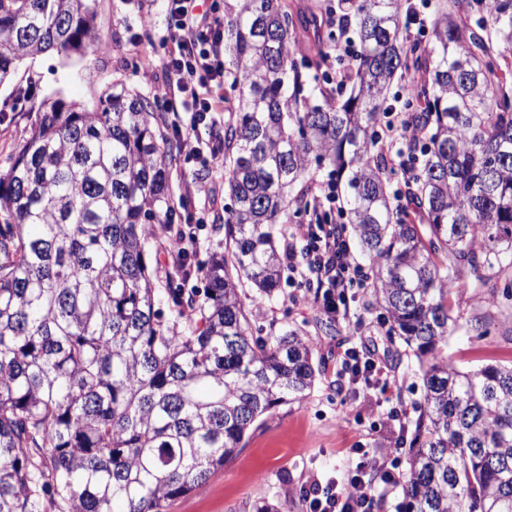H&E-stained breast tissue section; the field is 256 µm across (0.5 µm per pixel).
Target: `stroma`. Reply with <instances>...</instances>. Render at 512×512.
<instances>
[{
  "mask_svg": "<svg viewBox=\"0 0 512 512\" xmlns=\"http://www.w3.org/2000/svg\"><path fill=\"white\" fill-rule=\"evenodd\" d=\"M94 26L105 44L86 57H63L47 52L23 60L9 82L0 85V175L6 174L25 145L44 98L54 97L87 110L97 109L107 86L122 82L141 94L155 88L143 75L147 63L157 62L166 33L165 0H92ZM172 198L188 206V219L177 226L188 238L191 276L188 287L203 290V271L212 255L223 252L224 221L230 203L224 192V164L207 168L175 158L168 166ZM359 282L353 288L351 322L329 321L315 301L316 277L294 281L284 272L278 295L264 302L256 323L264 334L283 326L301 328L314 343V358L323 374L301 401L282 405L264 415L244 437L237 454L211 475L206 484L175 500L168 512H252L256 503L277 504L280 512H310L301 494L310 478L327 480L348 463V448L364 444L391 449L406 463L408 444L398 429L384 425L382 412L400 405L416 420L422 400V377L415 357L390 339L381 311L370 296V268L359 262ZM459 328L449 337L448 359L458 368L512 364V326L498 304L474 289L461 292L456 307ZM477 314L491 316L487 335H473L469 321ZM366 338L375 341L395 382L388 393L371 391L359 399L358 411L346 405L347 389L339 374L342 351Z\"/></svg>",
  "mask_w": 512,
  "mask_h": 512,
  "instance_id": "obj_1",
  "label": "stroma"
}]
</instances>
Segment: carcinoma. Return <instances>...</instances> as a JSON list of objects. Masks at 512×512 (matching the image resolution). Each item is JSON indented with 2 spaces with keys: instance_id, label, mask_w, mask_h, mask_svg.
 I'll return each instance as SVG.
<instances>
[{
  "instance_id": "obj_1",
  "label": "carcinoma",
  "mask_w": 512,
  "mask_h": 512,
  "mask_svg": "<svg viewBox=\"0 0 512 512\" xmlns=\"http://www.w3.org/2000/svg\"><path fill=\"white\" fill-rule=\"evenodd\" d=\"M337 9L360 43L340 98L310 74L281 0L227 6L230 204L201 294L173 286L191 276L187 254L164 290L145 256L176 216L166 171L182 143L156 127L163 100L115 83L94 111L41 103L0 176V512H166L257 419L307 395L310 339L255 335L239 288L273 298L275 227L326 218L308 186L325 169L388 334L421 364L405 512H512V365L461 371L440 348L460 288L512 302V0H453L424 44L404 35L403 0ZM100 42L91 0H0V83L25 59ZM409 68L424 71L405 103L422 133L404 180L417 223L392 205L375 150L385 91Z\"/></svg>"
}]
</instances>
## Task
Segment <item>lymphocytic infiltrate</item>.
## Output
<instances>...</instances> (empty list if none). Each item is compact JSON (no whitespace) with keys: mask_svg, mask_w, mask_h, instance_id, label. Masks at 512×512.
<instances>
[{"mask_svg":"<svg viewBox=\"0 0 512 512\" xmlns=\"http://www.w3.org/2000/svg\"><path fill=\"white\" fill-rule=\"evenodd\" d=\"M198 0H167L171 18L168 35L162 41L160 57L161 93L176 111L190 115L188 126H173L183 143L185 161L201 153L217 157L224 142L214 135L217 117L224 110V21L214 10L198 12ZM305 254L309 272L316 274L321 290L319 304L325 314L350 320L348 292L359 268L343 227L335 224H300L283 244V259L294 262ZM342 370L348 377L352 398L373 389L388 390L390 376L372 352L351 346L342 354ZM359 460L327 481L310 480L304 493L311 512H374L375 489L368 471H378L382 480L400 485L403 474L390 464L382 448L356 447Z\"/></svg>","mask_w":512,"mask_h":512,"instance_id":"obj_1","label":"lymphocytic infiltrate"}]
</instances>
